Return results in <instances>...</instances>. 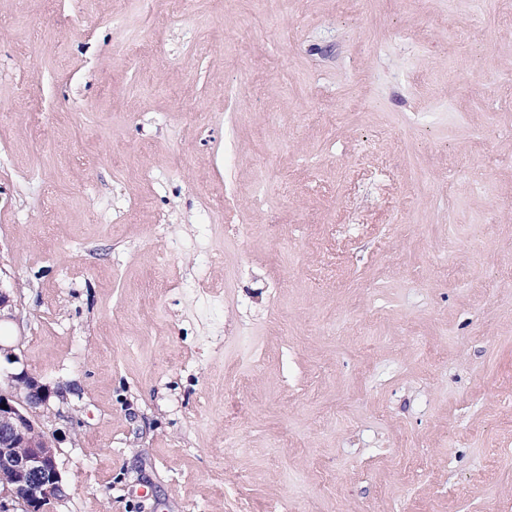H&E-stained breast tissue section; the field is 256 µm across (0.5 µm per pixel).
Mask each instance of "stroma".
I'll use <instances>...</instances> for the list:
<instances>
[{"label": "stroma", "mask_w": 512, "mask_h": 512, "mask_svg": "<svg viewBox=\"0 0 512 512\" xmlns=\"http://www.w3.org/2000/svg\"><path fill=\"white\" fill-rule=\"evenodd\" d=\"M0 282L57 512H512V0H0Z\"/></svg>", "instance_id": "35a3bbf8"}]
</instances>
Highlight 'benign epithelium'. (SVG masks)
<instances>
[{
    "label": "benign epithelium",
    "instance_id": "benign-epithelium-1",
    "mask_svg": "<svg viewBox=\"0 0 512 512\" xmlns=\"http://www.w3.org/2000/svg\"><path fill=\"white\" fill-rule=\"evenodd\" d=\"M66 401L27 369L0 373V512H56L65 496L57 449L42 421L51 400Z\"/></svg>",
    "mask_w": 512,
    "mask_h": 512
}]
</instances>
